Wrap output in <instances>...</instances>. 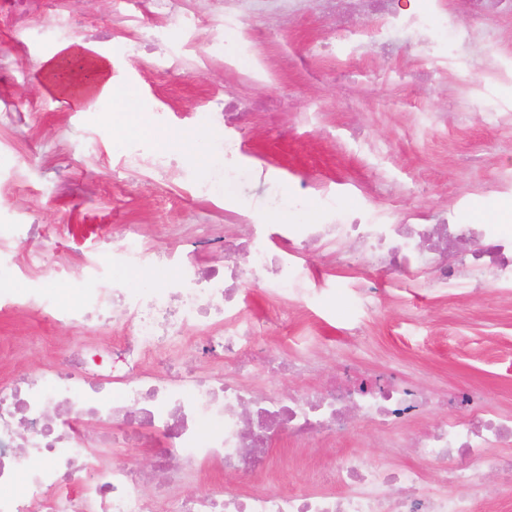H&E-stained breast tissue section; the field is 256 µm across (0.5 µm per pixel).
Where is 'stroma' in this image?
Listing matches in <instances>:
<instances>
[{
  "label": "stroma",
  "mask_w": 512,
  "mask_h": 512,
  "mask_svg": "<svg viewBox=\"0 0 512 512\" xmlns=\"http://www.w3.org/2000/svg\"><path fill=\"white\" fill-rule=\"evenodd\" d=\"M225 0H190L181 16L158 13L152 0H21L0 6V239L41 225L34 246L14 250L1 288H25L32 249L55 253L68 265L106 250L129 229L160 246L184 236L235 237L241 227L224 218L234 210L253 223L315 224L329 208L370 217L451 208L458 193L498 209L492 191L512 168V89L481 70L484 55L512 56V14L477 21L461 0H447L458 29L475 41L466 60L435 61L414 43L388 57L363 45L357 55L333 56L336 24L318 4L300 15H255L247 25L254 43L229 68L224 39ZM166 39L147 46L155 29ZM80 41L111 56L118 89L137 92L156 151L183 166L178 177L126 167V127L105 112H78L36 80L34 65L60 46ZM252 103L246 120L222 135L236 144L232 164L254 178L224 188L222 199L194 194L207 172L188 163L168 141L186 128H210L229 99ZM316 184L299 214L284 202L301 180ZM378 277L381 310L360 318L349 292ZM305 287L322 289L318 305L298 310L259 286L246 290L247 310L276 321L266 344L297 350L315 337L323 356L303 378L281 382L292 394L326 381L342 365L380 368L442 393L470 389L483 405L512 410V295L459 284L437 288L407 276L373 274L365 260L353 266L331 256L309 261ZM0 373H36L52 364L56 348L82 342V330L51 324L29 310L0 311ZM433 410L394 435L353 426L336 441L283 440L275 473L262 487L281 490L304 481L326 482L330 457L361 450L374 458L391 443L442 419Z\"/></svg>",
  "instance_id": "35a3bbf8"
}]
</instances>
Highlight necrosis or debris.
I'll return each instance as SVG.
<instances>
[{"instance_id":"obj_1","label":"necrosis or debris","mask_w":512,"mask_h":512,"mask_svg":"<svg viewBox=\"0 0 512 512\" xmlns=\"http://www.w3.org/2000/svg\"><path fill=\"white\" fill-rule=\"evenodd\" d=\"M367 2L376 45L403 31L440 54L464 56L467 36L433 24L445 0L410 12L401 0ZM348 242L380 272L424 267L443 284L471 278L480 288H512V226L452 224L442 215L433 224H376L339 211L319 224H250L234 243L196 238L162 250L134 232L113 248L108 269L72 270L36 255L42 287L18 297L0 291L1 302L44 307L60 324L117 325L122 334L109 344L86 340L39 374L0 378V512H495L498 488L480 500L470 488L486 469L512 488V414L475 406L465 391L439 399L376 369L361 377L345 367L326 385L279 394L283 378L311 372L317 350L291 354L265 344L268 324L248 317L241 284L258 275L271 296L311 303L300 258ZM214 248L224 253L223 267L198 259ZM153 262L166 267L165 287L138 288L108 275ZM66 279L84 287L64 304L52 286ZM177 348L190 354L175 363L169 353ZM216 356L223 365L206 368ZM258 370L268 383L261 393L245 383ZM437 406L446 413L414 435L413 463L343 452L323 487L191 488L207 464L260 478L281 437L332 441L356 416L389 435ZM114 448L150 449L153 465L146 471L133 457L113 462Z\"/></svg>"}]
</instances>
